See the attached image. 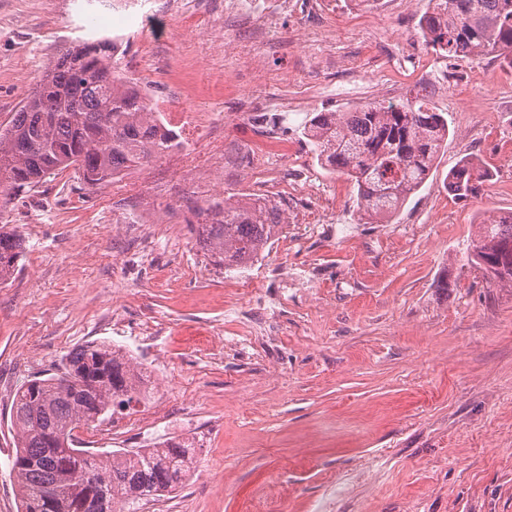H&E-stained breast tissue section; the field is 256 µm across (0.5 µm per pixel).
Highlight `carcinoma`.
I'll return each instance as SVG.
<instances>
[{
  "instance_id": "obj_1",
  "label": "carcinoma",
  "mask_w": 512,
  "mask_h": 512,
  "mask_svg": "<svg viewBox=\"0 0 512 512\" xmlns=\"http://www.w3.org/2000/svg\"><path fill=\"white\" fill-rule=\"evenodd\" d=\"M421 30L426 45L444 57L491 55L512 66V0H429ZM112 51L109 39L67 48L0 130L1 205L57 170L71 168L86 187L99 188L112 174L139 169L181 145L128 86ZM304 134L320 162L354 183L361 218L388 221L428 179L449 127L422 97L318 112ZM488 181V170L472 158L448 172V187L460 198L477 195ZM283 223L271 201L242 195L224 199L215 219L198 232L212 261L231 271L257 261ZM477 228L470 261L488 277L512 283V215H485ZM23 250L15 230H0L1 284L17 271ZM62 371L75 374L82 386H64L55 374L24 382L14 396L12 472L20 512H78L89 499L103 506L100 512H137L140 502L186 483L195 455L185 441L105 454L76 447L79 426L146 399L125 355L89 343L66 356ZM91 474L112 480L92 484ZM51 486L57 491L53 506L45 501Z\"/></svg>"
}]
</instances>
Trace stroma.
<instances>
[{"label": "stroma", "instance_id": "1", "mask_svg": "<svg viewBox=\"0 0 512 512\" xmlns=\"http://www.w3.org/2000/svg\"><path fill=\"white\" fill-rule=\"evenodd\" d=\"M225 0H142L146 20L118 53L124 68H164L173 111L210 113L195 136L192 185L177 153L85 188L74 170L12 198L0 222L25 245L0 285V512H18L11 404L28 379L56 373L73 348L105 342L152 390L112 439L89 451L179 438L200 464L192 488L138 512H512V285L467 261L483 213H512V67L427 48L428 0H312L281 15L263 43ZM109 0H0V128L51 62L89 39ZM208 25L216 46L195 36ZM450 135L434 168L390 221L366 222L346 176L317 160L314 113L415 95ZM286 111H279L280 103ZM477 157L492 179L475 197L445 177ZM301 172L294 198L271 183ZM256 194L285 223L247 268L215 266L191 225L213 195ZM288 275L273 357L235 320L239 280ZM163 324L146 339L142 324ZM191 420H164L182 396Z\"/></svg>", "mask_w": 512, "mask_h": 512}]
</instances>
